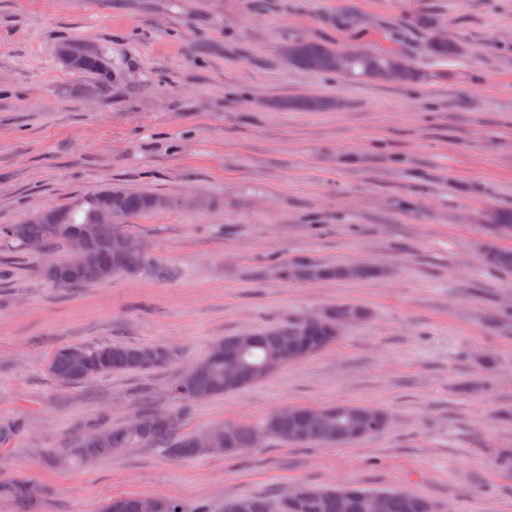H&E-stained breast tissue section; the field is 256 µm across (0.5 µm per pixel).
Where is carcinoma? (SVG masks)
<instances>
[{
    "label": "carcinoma",
    "instance_id": "carcinoma-1",
    "mask_svg": "<svg viewBox=\"0 0 512 512\" xmlns=\"http://www.w3.org/2000/svg\"><path fill=\"white\" fill-rule=\"evenodd\" d=\"M337 53L338 50L335 48L309 40L295 41L286 47V56L293 66L315 72L336 71L347 77L372 79L390 60L388 54L374 53L366 59L349 61L338 70ZM456 53L457 45L452 40L430 41V54L437 58L448 59ZM398 61L401 65L398 82L414 84L425 79V74L408 61L401 57ZM69 69L94 76V82L75 90L65 87V93L97 94L112 83V64L106 55L99 51L77 58ZM151 196V192L131 191L120 186L89 192L57 206L59 216L56 223L28 224L23 221L19 224H1L0 245L26 251L30 245L41 243L47 250L61 249L66 252L70 232L91 223L94 212L110 204L119 213L120 221L117 224L98 225L93 263L74 269L67 257L53 262L57 269L68 273V278L63 283L55 281L45 269L42 270V275L49 284L60 288H76L103 280L100 273L103 265H115L116 276L143 275L153 270L154 263L149 254L143 249L123 251L119 249V241L128 235L127 224L136 217L151 213L146 207V200ZM484 260L493 267L512 271L510 250L490 247L484 254ZM341 271L340 267L326 270L306 262L294 263L288 267L289 275L296 279H315L333 275L339 277ZM349 309V305H338L317 324L308 325L299 318L286 325L271 327L254 336L252 343L247 347L240 344L238 336L224 337L221 340L224 353L241 358L246 366V374L241 379L234 382L224 380V359L214 358L208 354L176 383L175 392L183 400V405L180 412L169 413L171 420L166 422L161 419L162 412L147 409L137 414L143 423L140 432L132 431L126 424L108 428L93 423L90 425L89 433L65 449L68 461L78 465L90 464L124 448H160L167 457L175 460L196 457L193 447L194 435L176 433L177 421L191 410L194 403L192 391L203 389L212 397L242 389L264 376L260 371L261 366L278 350H293L298 354L300 361L320 352L336 341L337 326ZM72 350L74 347L70 345L58 347L49 362L52 376L62 383L72 385L114 372L148 374L165 366L173 357L170 349L160 345L103 343L81 346L79 350L84 352L87 368L79 371L71 365ZM150 350L161 353L160 363H143L141 354ZM326 411L333 413L336 420V426L326 430L318 423L307 421L305 408L299 409L298 416L292 420L288 419L286 414L274 413L258 427L231 422L228 427L227 450L220 452V456H236L240 449L256 448L269 439L286 445L349 442L352 437L344 435L341 430L352 414L364 420V429L358 435L360 439L376 434L386 426V413L372 407L337 405L326 408ZM101 434L110 437V445L102 447L97 443V437ZM378 494L386 496L387 512H435L434 503L424 496L405 491L378 493L358 485L336 489L300 486L294 489L292 498L286 500L281 497L276 503L257 495L236 497L224 502V512H363L365 499ZM0 497L14 501L17 512H33L35 497L25 485L0 479ZM139 502L138 497H116L102 508V512H138Z\"/></svg>",
    "mask_w": 512,
    "mask_h": 512
}]
</instances>
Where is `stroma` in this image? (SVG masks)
Wrapping results in <instances>:
<instances>
[{"label":"stroma","instance_id":"1","mask_svg":"<svg viewBox=\"0 0 512 512\" xmlns=\"http://www.w3.org/2000/svg\"><path fill=\"white\" fill-rule=\"evenodd\" d=\"M435 18L459 52L426 50ZM306 39L398 55L401 85L288 64ZM84 42L112 63L95 98L57 57ZM319 98L323 109L292 108ZM112 184L172 197L129 225L156 273L81 288L0 250V477L36 486L39 512H100L116 496H165L185 512L355 483L431 499L438 512H512V0H0V225ZM366 265L365 279L286 278L289 262ZM364 309L332 346L237 392L193 404L183 433L257 424L289 406L384 410L383 433L338 446L269 440L233 458L173 460L126 448L83 466L56 451L89 422L182 406L172 386L227 336ZM161 344L150 374L72 386L48 371L63 345Z\"/></svg>","mask_w":512,"mask_h":512}]
</instances>
